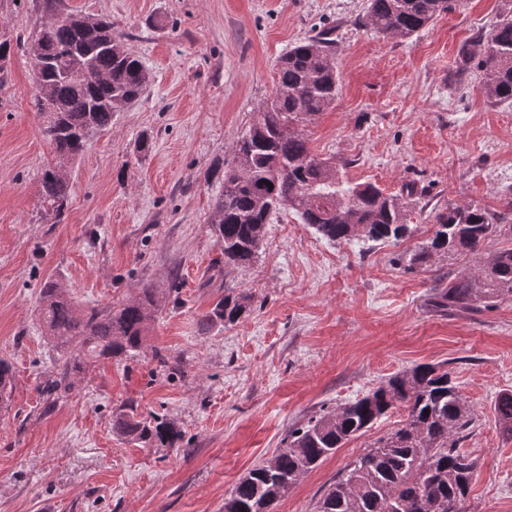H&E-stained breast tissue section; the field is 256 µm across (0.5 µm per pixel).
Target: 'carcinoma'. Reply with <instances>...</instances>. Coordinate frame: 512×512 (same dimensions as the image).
I'll return each instance as SVG.
<instances>
[{
  "label": "carcinoma",
  "instance_id": "obj_1",
  "mask_svg": "<svg viewBox=\"0 0 512 512\" xmlns=\"http://www.w3.org/2000/svg\"><path fill=\"white\" fill-rule=\"evenodd\" d=\"M46 21L27 47L34 82L47 96L33 95L43 135L52 147L41 174L44 214L60 220L71 187L57 167L69 166L92 137L112 126V116L138 101L150 74L142 60L114 32L112 18L94 17L86 28L64 0H40ZM452 7V0H368L365 26L382 35L410 37ZM464 68L483 75V92L492 103H512V7L486 38L475 37L459 49ZM339 74L336 41L323 34L292 46L278 61L273 95L253 111L248 129L232 146L224 168V190L215 198L211 224L224 255V268L250 266L267 224L288 210L332 242L362 239L397 242L410 231L407 206L373 183L346 180L326 158L314 154L304 127L336 101ZM504 217L477 204L463 203L433 215L432 235L411 255L412 266L435 257L477 254L502 231ZM247 293L224 289L200 322L212 328L233 325L250 310ZM512 300V247H502L476 270L448 278L435 300L443 310L472 312ZM157 288L146 286L118 308L80 310L58 280L40 292V317L47 339L72 350L56 376L40 383L51 396L67 391L84 364L139 351L161 306ZM13 366L0 359V408L9 405ZM401 405L405 419L336 476L315 512H448L466 498L476 462L459 448L461 434L473 423L470 409L442 365L419 364L390 377L366 395L324 410L288 431L285 446L251 469L224 499V512H276L281 499L320 462L349 439L367 432L389 410ZM429 414H423L424 410ZM496 419L512 434V393L495 405ZM112 429L148 447L173 448L182 441L176 425L164 418L147 421L134 408L112 419Z\"/></svg>",
  "mask_w": 512,
  "mask_h": 512
}]
</instances>
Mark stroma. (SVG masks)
<instances>
[{
	"label": "stroma",
	"instance_id": "stroma-1",
	"mask_svg": "<svg viewBox=\"0 0 512 512\" xmlns=\"http://www.w3.org/2000/svg\"><path fill=\"white\" fill-rule=\"evenodd\" d=\"M64 4L111 16L151 81L70 167L65 214L49 222L40 176L51 154L25 48L45 17L39 0H0V26L22 40L0 82V358L14 368L0 410V512H224L290 428L422 363L447 364L473 417L460 442L477 463L464 512H512V434L494 411L512 391V301L436 311L441 272L470 271L482 255L408 264L435 211L474 202L512 218V105L486 99L479 70L455 76L460 45L488 35L505 0H455L410 37L360 25L367 0ZM326 28L340 87L306 127L309 145L348 180L409 196L412 232L396 244L331 243L286 210L249 268L221 270L210 219L231 147L274 91L279 57ZM51 277L85 309L120 306L147 284L167 297L140 352L87 364L55 399L39 390L62 357L39 319ZM227 288L249 294V312L200 330ZM130 405L173 421L184 443L147 448L116 434L112 418ZM404 415L393 408L347 441L277 512H313Z\"/></svg>",
	"mask_w": 512,
	"mask_h": 512
}]
</instances>
